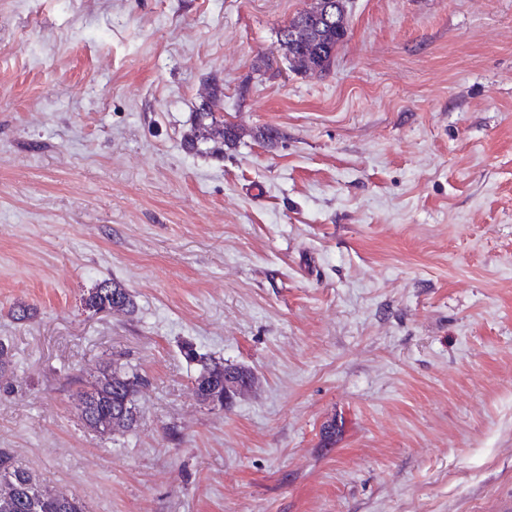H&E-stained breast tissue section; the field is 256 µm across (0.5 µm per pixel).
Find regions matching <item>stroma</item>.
<instances>
[{
	"mask_svg": "<svg viewBox=\"0 0 512 512\" xmlns=\"http://www.w3.org/2000/svg\"><path fill=\"white\" fill-rule=\"evenodd\" d=\"M313 2L0 0V448L84 512L512 498V0H350L303 75ZM187 343L251 387L201 402ZM103 364L133 430L76 409ZM315 6L294 15L280 30V46L289 66L296 71L326 70L336 49L347 37V0H316ZM328 6V8H327ZM301 27L297 37L293 30ZM224 94L218 87L212 89L209 99L199 112H194L191 129L186 135V144L195 149L199 144L208 142L220 143L233 141L236 132L233 127H224V122L217 118L216 113L223 109ZM220 140V141H219ZM100 290V294L96 293L93 296L94 304L99 306L98 309L107 306L126 312L134 311L135 304L132 295L120 283L112 279H105L101 282Z\"/></svg>",
	"mask_w": 512,
	"mask_h": 512,
	"instance_id": "obj_1",
	"label": "stroma"
}]
</instances>
